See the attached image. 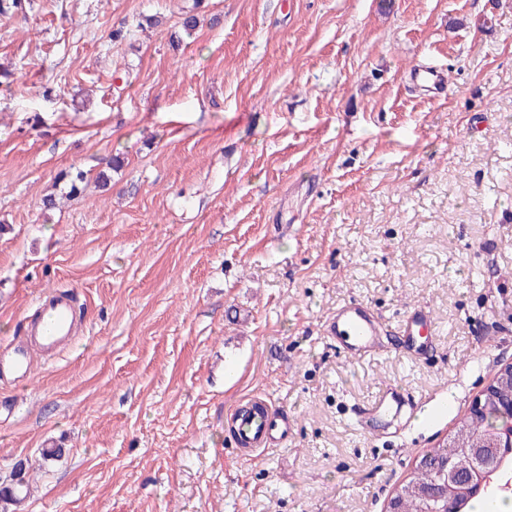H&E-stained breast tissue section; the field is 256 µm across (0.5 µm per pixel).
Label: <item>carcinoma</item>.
I'll return each mask as SVG.
<instances>
[{
  "label": "carcinoma",
  "instance_id": "1",
  "mask_svg": "<svg viewBox=\"0 0 512 512\" xmlns=\"http://www.w3.org/2000/svg\"><path fill=\"white\" fill-rule=\"evenodd\" d=\"M494 399L483 402L480 409H470L460 419L449 438L428 449L415 461L406 479L395 489L393 499L398 512H448V507L463 504V512H472L474 503L483 498H491V492L459 493L444 489L437 497L425 496V491L441 483L437 467L442 461L453 456L461 448L475 443L491 444L504 437L502 430L512 423V412L503 404L512 400V378H504L497 371L491 381Z\"/></svg>",
  "mask_w": 512,
  "mask_h": 512
}]
</instances>
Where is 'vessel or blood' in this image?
Segmentation results:
<instances>
[{
	"label": "vessel or blood",
	"mask_w": 512,
	"mask_h": 512,
	"mask_svg": "<svg viewBox=\"0 0 512 512\" xmlns=\"http://www.w3.org/2000/svg\"><path fill=\"white\" fill-rule=\"evenodd\" d=\"M40 317L33 322L30 334L15 337L0 344V379L30 378L33 361L31 345H38L46 353L65 346L72 338L76 319L72 296L52 293L38 303ZM433 322L430 312L422 307L411 309L405 315L400 329L408 340L430 337ZM326 335L336 341L337 349L347 355L359 356L381 350L383 327L372 310L363 303L349 302L336 309L324 324ZM405 403L393 389L382 390L364 412L359 428L363 433L380 435L381 421H393L404 415ZM236 418V444L251 451L275 448L288 440V426L276 410L252 411L250 406L239 407Z\"/></svg>",
	"instance_id": "vessel-or-blood-1"
}]
</instances>
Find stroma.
Wrapping results in <instances>:
<instances>
[{"mask_svg":"<svg viewBox=\"0 0 512 512\" xmlns=\"http://www.w3.org/2000/svg\"><path fill=\"white\" fill-rule=\"evenodd\" d=\"M57 288L71 341L0 382V488L30 485L7 512H385L512 362V0H23L0 340ZM351 300L388 331L429 308L435 352L339 353ZM388 386L421 414L375 439L354 413ZM251 397L284 447L234 448Z\"/></svg>","mask_w":512,"mask_h":512,"instance_id":"obj_1","label":"stroma"}]
</instances>
